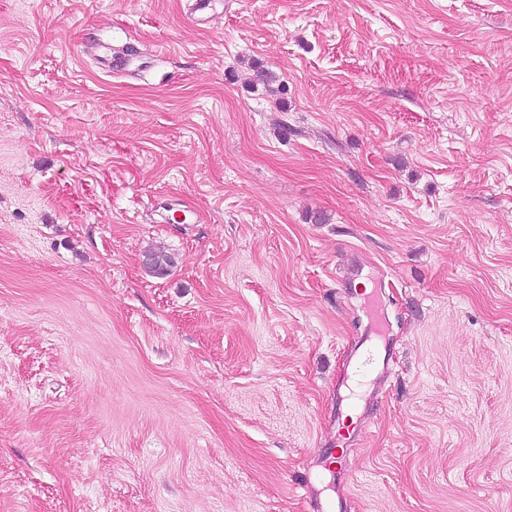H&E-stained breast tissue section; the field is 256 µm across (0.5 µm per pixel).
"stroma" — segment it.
I'll list each match as a JSON object with an SVG mask.
<instances>
[{"instance_id":"1","label":"stroma","mask_w":512,"mask_h":512,"mask_svg":"<svg viewBox=\"0 0 512 512\" xmlns=\"http://www.w3.org/2000/svg\"><path fill=\"white\" fill-rule=\"evenodd\" d=\"M191 6L0 0V512H512V0ZM145 255L150 257V263L145 268L158 277L166 276L176 265L175 256L163 250L148 251Z\"/></svg>"}]
</instances>
